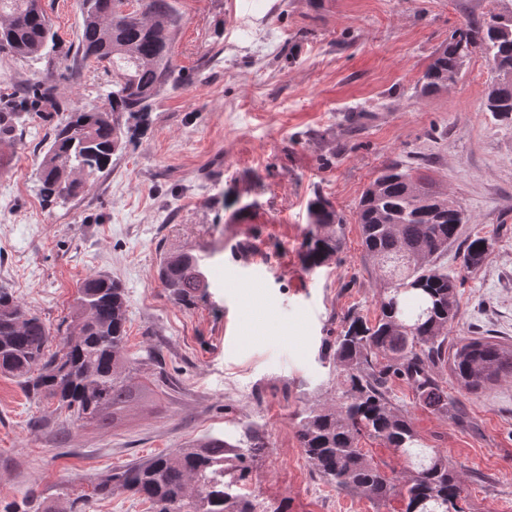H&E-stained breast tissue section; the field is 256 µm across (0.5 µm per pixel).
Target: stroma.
<instances>
[{"mask_svg": "<svg viewBox=\"0 0 512 512\" xmlns=\"http://www.w3.org/2000/svg\"><path fill=\"white\" fill-rule=\"evenodd\" d=\"M57 33L46 58L0 53V89L40 81L60 103L103 105V65L77 58V0H41ZM178 82L148 126L78 197L46 203L37 169L54 121L28 113L1 149L0 285L58 330L78 287L102 273L127 297L126 355L137 399L107 425H74L0 374V512H147L92 486L113 469L208 437L263 446L237 490L268 512H377L314 473L298 414L327 400V353L350 313L375 320L386 279L363 259L359 199L388 162L418 166L465 212L462 236L492 238L464 267L449 339L512 345V122L483 109L494 73L481 51L434 96L418 81L436 48L512 0H178ZM327 197L343 246L307 270V205ZM256 201L236 212L232 201ZM209 253V286L176 303L159 258ZM436 378L448 417L392 386L424 447L461 472L462 512H512V375L464 389L451 362Z\"/></svg>", "mask_w": 512, "mask_h": 512, "instance_id": "obj_1", "label": "stroma"}]
</instances>
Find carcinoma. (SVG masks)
<instances>
[{
	"label": "carcinoma",
	"instance_id": "carcinoma-1",
	"mask_svg": "<svg viewBox=\"0 0 512 512\" xmlns=\"http://www.w3.org/2000/svg\"><path fill=\"white\" fill-rule=\"evenodd\" d=\"M141 17L121 14L125 0H78L82 22L78 51L112 63L106 106L59 103L52 88L27 83L0 91V143L14 140L29 106L41 102L59 113L53 138L37 170L49 202L76 197L90 179L112 166V157L149 124L153 101L175 81L173 44L181 16L177 0H141ZM54 43L52 24L40 0H0V53L44 57ZM485 52L494 71L485 111L512 120V15L491 13L479 24L456 30L436 49L420 79L419 93H439L454 80L473 49ZM416 168L386 164L364 190L357 208L365 259L388 278L373 324L351 314L336 337L329 363L335 372L330 402L309 404L299 414L298 436L308 461L327 484L378 505L399 495L404 512H452L462 493L459 471L442 452L416 451L418 436L407 412L391 396L395 379L409 382L432 412L448 415V395L433 367L451 355L457 379L476 390L503 373L512 374V346L483 338L448 343L459 311L455 278L448 273V248L459 238L454 202L417 177ZM313 230L303 262L325 265L343 243V218L316 192L308 203ZM492 246L477 236L462 253L468 268L479 266ZM158 275L171 297L189 305L208 288L204 258L190 251L164 256ZM127 305L121 285L104 275L79 289L61 348L49 350L44 321L0 286V373L14 378L28 396L55 399L57 409L82 426L105 421L133 395V367L125 355ZM232 444L210 438L171 455L135 462L100 478L94 493L129 492L153 512H258L246 496L232 493L244 479L260 436L246 429ZM364 438L378 439L407 459L419 458L395 484L362 452ZM229 480H224V477Z\"/></svg>",
	"mask_w": 512,
	"mask_h": 512
}]
</instances>
